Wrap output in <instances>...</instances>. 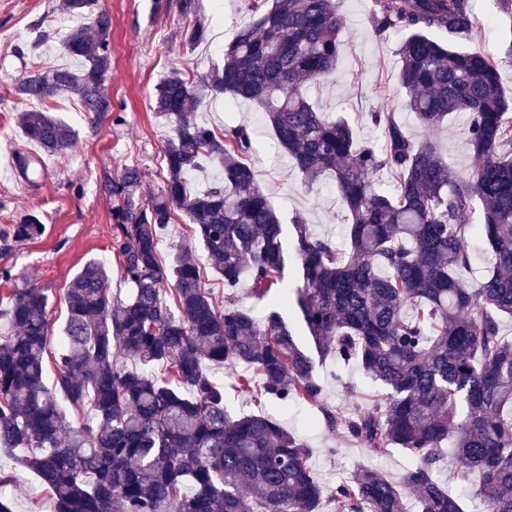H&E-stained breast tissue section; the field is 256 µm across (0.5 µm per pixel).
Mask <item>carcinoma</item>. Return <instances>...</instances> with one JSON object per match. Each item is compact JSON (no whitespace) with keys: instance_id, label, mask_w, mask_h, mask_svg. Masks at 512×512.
Returning <instances> with one entry per match:
<instances>
[{"instance_id":"1","label":"carcinoma","mask_w":512,"mask_h":512,"mask_svg":"<svg viewBox=\"0 0 512 512\" xmlns=\"http://www.w3.org/2000/svg\"><path fill=\"white\" fill-rule=\"evenodd\" d=\"M195 18L183 31L192 50L206 39L196 0H179ZM89 25L62 39L78 66L22 74L15 94L45 101L64 92L84 110L112 111V15L97 0H62ZM247 19L224 48L223 66L190 81L174 69L155 89V111L171 119L166 176L145 199L144 173L124 167L111 182L113 256L128 293L112 295V269L90 260L64 294L63 336H51L49 296L34 286L0 297V446L24 450L22 463L51 492L54 512H321L310 449L269 414L234 418L209 366L243 365L235 387L298 403L326 427L365 448L401 450L411 465L395 482L359 466L329 493L331 512H467L466 499L440 477L443 445L453 443L456 479L476 471L482 512H512V102L492 56L456 44L474 26L472 0H370L368 20L382 35L401 32L405 108L425 129L454 114L478 165L460 175L437 145L407 132L396 113H370L381 142L303 93L336 69L343 47L338 0H236ZM220 95L264 112L279 145L310 178L334 173L348 213L347 247L292 219V251L302 283L285 279L281 218L259 186L245 122L218 132L197 108ZM44 153L64 155L73 128L51 113L19 118ZM209 163L222 176L203 190L188 177ZM19 178L42 171L17 157ZM392 174L391 194L377 176ZM183 213L209 269L187 255L168 266L161 234ZM31 215L0 230V251L41 235ZM481 236L491 252L473 283L470 248ZM234 292L241 281L272 310L263 322L218 305L207 271ZM295 302L318 352L356 363L387 392L348 415L327 408L314 359L297 344L277 307ZM162 364L166 374L148 368ZM79 411L78 426L61 401Z\"/></svg>"}]
</instances>
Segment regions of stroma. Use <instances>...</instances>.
<instances>
[{
    "label": "stroma",
    "mask_w": 512,
    "mask_h": 512,
    "mask_svg": "<svg viewBox=\"0 0 512 512\" xmlns=\"http://www.w3.org/2000/svg\"><path fill=\"white\" fill-rule=\"evenodd\" d=\"M60 3L0 0V228L29 213L38 215L45 226L40 237L13 244L9 252L0 254V268H12L20 281L46 289L50 325L56 335L67 317L63 297L70 281L86 261L112 259V200L106 184L128 165L145 172L143 192L162 184L171 124L154 110L156 85L175 68L194 80L223 63V44L244 23L234 0H224L220 7L214 0H198L208 32L205 42L190 51L181 38L189 21L181 16L178 0H99L112 16V73L107 82L112 109L94 118L85 114L76 95L64 93L51 101L52 115L75 129L77 143L65 156L46 157L43 176L30 185L18 179L8 158L36 149V142L18 124L20 114L35 109L36 104L15 96L12 86L22 72L69 63L60 38L71 21ZM473 4L477 25L459 44L497 58L502 92L511 99L512 20L502 13L499 0H473ZM340 10L345 49L332 75L323 83L306 86V95L323 111L345 118L360 139L377 137L369 114L381 105L394 108L406 129L421 135L414 114L403 106L397 53L401 33L376 36L368 22V0H340ZM200 115L217 129L248 122L253 130L251 163L271 205L284 221L300 213L316 233L341 239L347 213L330 175L305 179L278 146L263 112L249 103L230 109L217 98L203 105ZM464 126V118L457 117L432 134L449 166L462 174L477 164L463 135ZM160 249L169 265L185 253L200 262L205 259L201 243L181 219L163 233ZM316 371L327 404L340 411L364 406L385 393L382 385L355 366L339 369L331 360L320 358ZM211 373L227 387L225 404L231 415L263 411L277 415L312 450L315 478L323 489L350 477L360 465L396 480L409 464L399 450L384 453L364 448L332 433L303 406L293 404L284 411L276 403L257 402L233 391L236 368L216 366ZM331 447L338 448L337 456H328ZM22 454L19 448L0 450V498L10 502L12 512H54L49 490L21 464Z\"/></svg>",
    "instance_id": "35a3bbf8"
}]
</instances>
